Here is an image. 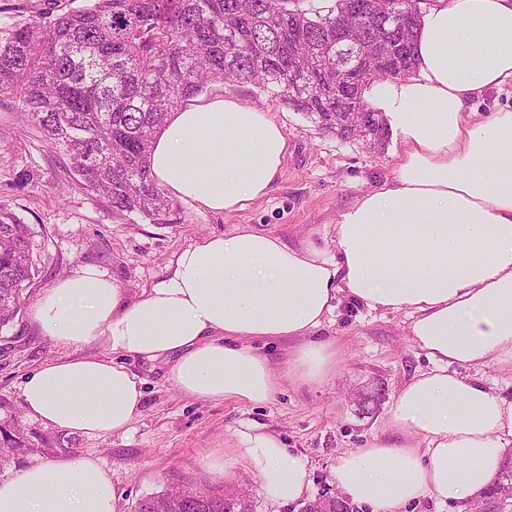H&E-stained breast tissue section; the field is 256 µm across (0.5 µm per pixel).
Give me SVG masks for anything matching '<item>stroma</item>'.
<instances>
[{"instance_id": "obj_1", "label": "stroma", "mask_w": 512, "mask_h": 512, "mask_svg": "<svg viewBox=\"0 0 512 512\" xmlns=\"http://www.w3.org/2000/svg\"><path fill=\"white\" fill-rule=\"evenodd\" d=\"M92 3L0 0V26L36 17L46 23ZM202 98L235 99L271 111L283 126L288 154L270 193L245 210L213 213L172 196L167 223L153 224L136 214L114 213L108 199L87 188L67 156L24 116L18 98L0 94V206L36 233L30 298L86 264L107 270L130 295H139L165 275L182 248L209 234H232L243 224L280 235L293 246L307 239L321 241L339 212L394 174L400 148L396 137L374 150L340 139L246 84L219 82ZM30 312V306H23L13 322L0 328V421L17 417L27 432L44 434L47 426L26 411L19 387L45 362L71 356L72 351L40 336ZM408 325L405 313L372 312L341 301L320 330L340 351L335 376L307 386H284L261 404L186 397L166 381L165 362L120 356V363L144 382L140 415L127 432L100 438L73 433L68 445L73 455L96 457L110 471L118 512H134L143 496L187 479L201 489L242 487L253 512H300L297 502L269 503L256 477L243 468L221 478L204 468V459L230 446L235 430L250 421L307 457L308 497L336 494L337 457L382 434L397 391L429 367L411 342Z\"/></svg>"}]
</instances>
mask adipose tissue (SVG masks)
<instances>
[{
  "label": "adipose tissue",
  "instance_id": "adipose-tissue-1",
  "mask_svg": "<svg viewBox=\"0 0 512 512\" xmlns=\"http://www.w3.org/2000/svg\"><path fill=\"white\" fill-rule=\"evenodd\" d=\"M415 57L412 75L368 93L401 136L394 175L337 215L331 247L243 225L182 249L134 298L108 272L79 267L38 297L32 320L56 345L102 341L112 355L46 362L21 385L27 412L90 437L128 431L143 381L119 354L165 361L168 382L190 398L267 402L283 385L335 375L336 343L318 331L347 299L406 312L433 368L400 388L386 434L338 456L340 492L400 512L491 485L512 447V400L458 370L512 362V109H475L512 83V0H431ZM287 153L270 112L215 99L175 112L150 171L179 199L228 214L270 191ZM282 338L296 345L278 367L255 344ZM235 463L274 504L299 500L310 483L307 459L252 424L206 460L219 475ZM116 501L109 471L89 456L34 463L0 482V512H117Z\"/></svg>",
  "mask_w": 512,
  "mask_h": 512
}]
</instances>
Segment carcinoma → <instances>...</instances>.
<instances>
[{
    "label": "carcinoma",
    "instance_id": "1",
    "mask_svg": "<svg viewBox=\"0 0 512 512\" xmlns=\"http://www.w3.org/2000/svg\"><path fill=\"white\" fill-rule=\"evenodd\" d=\"M421 23L401 0H94L45 25L0 27V93H16L24 112L65 153L74 172L108 198L115 213L164 224L169 205L150 175L156 135L172 112L218 82L249 84L328 133L382 145V113L364 96L384 77L415 65ZM363 27L366 67L326 80L333 47ZM358 112L353 129L336 113ZM33 232L0 207V326L26 303L35 276ZM64 434L29 435L0 425V473L24 458L64 449ZM512 493V456L485 495ZM135 512H251L237 491L191 484L139 499Z\"/></svg>",
    "mask_w": 512,
    "mask_h": 512
}]
</instances>
